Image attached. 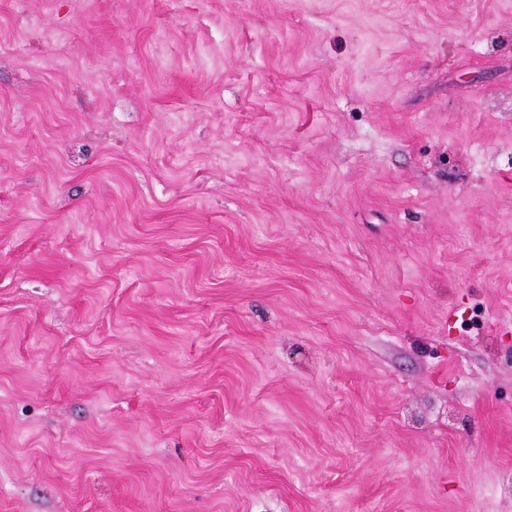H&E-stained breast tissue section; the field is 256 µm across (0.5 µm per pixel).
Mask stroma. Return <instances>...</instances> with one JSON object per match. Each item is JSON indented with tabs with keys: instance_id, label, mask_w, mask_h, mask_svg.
<instances>
[{
	"instance_id": "stroma-1",
	"label": "stroma",
	"mask_w": 512,
	"mask_h": 512,
	"mask_svg": "<svg viewBox=\"0 0 512 512\" xmlns=\"http://www.w3.org/2000/svg\"><path fill=\"white\" fill-rule=\"evenodd\" d=\"M512 0H0V512H512Z\"/></svg>"
}]
</instances>
